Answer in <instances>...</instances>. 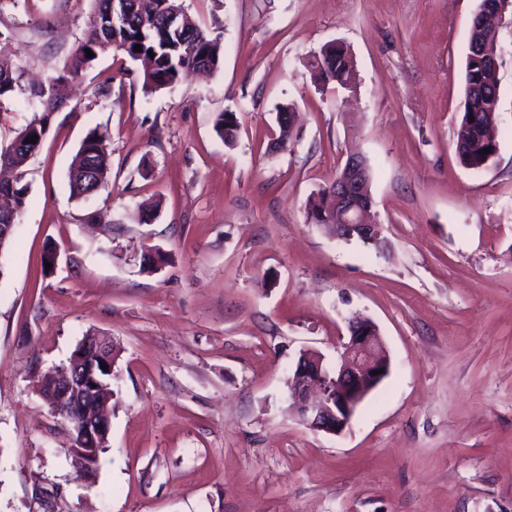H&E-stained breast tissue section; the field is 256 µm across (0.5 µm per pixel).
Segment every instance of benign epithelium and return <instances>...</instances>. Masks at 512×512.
<instances>
[{"mask_svg":"<svg viewBox=\"0 0 512 512\" xmlns=\"http://www.w3.org/2000/svg\"><path fill=\"white\" fill-rule=\"evenodd\" d=\"M512 13V0H488L485 11L475 16L472 28L483 29ZM351 175L337 188L335 205L339 223L330 225L335 236L350 239L376 228L369 215L372 205L357 206L355 198L367 195L364 167H349ZM106 343L95 336L83 339L73 352L69 365L59 371L50 369L56 379L50 400L59 408L76 416L75 427L68 431L70 455L85 471L93 472L98 451L85 447V441H104L110 431L112 401L110 385L104 382L101 368L88 361L89 354L100 352ZM297 362L289 397L300 421L313 431L340 434L366 396L389 374L390 359L379 330L364 319L349 326V336L341 344L340 363L334 370L324 365L315 351L302 353Z\"/></svg>","mask_w":512,"mask_h":512,"instance_id":"1","label":"benign epithelium"}]
</instances>
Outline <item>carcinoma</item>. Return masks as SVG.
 Instances as JSON below:
<instances>
[{
  "mask_svg": "<svg viewBox=\"0 0 512 512\" xmlns=\"http://www.w3.org/2000/svg\"><path fill=\"white\" fill-rule=\"evenodd\" d=\"M90 2L88 22L75 52L55 68L47 83L31 89L39 99L40 114L20 129L7 146L0 148V169L13 172L12 178L0 180V194L13 198L17 207L14 216L1 212L0 224L17 223L18 215L25 210L29 194L28 184L24 182L25 167L47 133L50 115L58 111L59 103L66 99L68 84L79 76L85 65L94 61L86 51L97 55L111 50L133 62L143 57L150 60L151 65L143 72L142 84L151 92L173 86L184 74L213 73L221 67L220 38L196 22L184 0H130L132 23L118 29L112 28L106 18L108 0ZM137 45L141 50H135ZM307 67L324 87L331 85L350 94L357 90L352 53L339 39L326 43L319 54L308 58ZM24 74V69L1 56L0 97L21 89ZM500 84V69H487L478 57H466L463 112L456 143L465 144L459 160L468 169L486 168L496 154L490 113L499 112ZM215 130L224 140H233L237 131L235 113H220ZM34 134L38 135L37 142H26ZM110 166L105 138L94 129L85 136L71 163L68 181L71 194L83 197L90 191H98L106 183ZM331 204L327 188L309 198L306 203L309 223H335Z\"/></svg>",
  "mask_w": 512,
  "mask_h": 512,
  "instance_id": "obj_1",
  "label": "carcinoma"
}]
</instances>
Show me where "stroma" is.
Wrapping results in <instances>:
<instances>
[{"mask_svg":"<svg viewBox=\"0 0 512 512\" xmlns=\"http://www.w3.org/2000/svg\"><path fill=\"white\" fill-rule=\"evenodd\" d=\"M478 3L186 0L221 38L218 72L151 94L128 59L84 69L0 253V512H512V23L497 153L474 171L455 152ZM89 10L0 0V55L45 77ZM333 39L352 51L355 100L305 66ZM283 105L297 114L284 148ZM36 107L26 89L0 99L1 146ZM226 111L230 145L214 129ZM93 129L111 170L74 197L69 166ZM354 151L374 171L379 251L306 220ZM152 248L171 261L149 274ZM357 316L390 372L344 432L311 431L288 379L306 349L335 365ZM90 330L119 356L109 447L86 475L37 380Z\"/></svg>","mask_w":512,"mask_h":512,"instance_id":"35a3bbf8","label":"stroma"}]
</instances>
